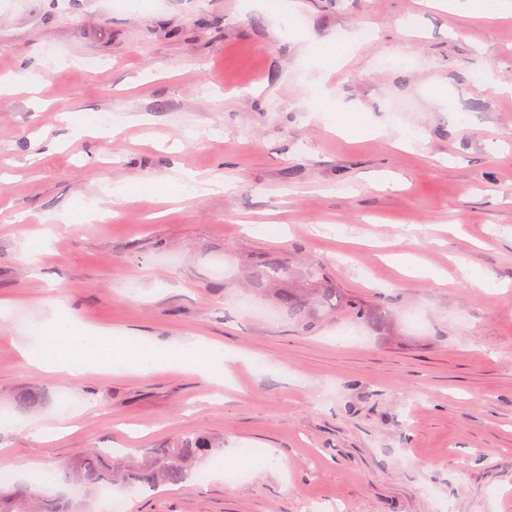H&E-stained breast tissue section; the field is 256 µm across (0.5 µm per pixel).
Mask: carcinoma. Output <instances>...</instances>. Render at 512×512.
I'll return each instance as SVG.
<instances>
[{
  "mask_svg": "<svg viewBox=\"0 0 512 512\" xmlns=\"http://www.w3.org/2000/svg\"><path fill=\"white\" fill-rule=\"evenodd\" d=\"M293 270L276 253L254 262L249 276V288L259 295L276 287L275 301L301 329L311 330L319 321L333 314L348 311L366 324H380L385 312L380 307L364 304L345 294L318 266L307 268V287L292 288ZM224 456V442L202 433L179 432L160 449L143 453L137 460L127 454L121 466L107 464L110 454L103 450L90 451L74 467L58 479V489L49 494L41 486L28 482L0 481V512H83L81 502L74 497V487L98 493L103 488L116 487L128 494L168 485H179L193 476L195 468L210 459Z\"/></svg>",
  "mask_w": 512,
  "mask_h": 512,
  "instance_id": "carcinoma-1",
  "label": "carcinoma"
}]
</instances>
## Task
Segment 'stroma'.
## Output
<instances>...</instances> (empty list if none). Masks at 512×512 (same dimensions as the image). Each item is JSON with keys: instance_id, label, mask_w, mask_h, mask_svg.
Wrapping results in <instances>:
<instances>
[{"instance_id": "stroma-1", "label": "stroma", "mask_w": 512, "mask_h": 512, "mask_svg": "<svg viewBox=\"0 0 512 512\" xmlns=\"http://www.w3.org/2000/svg\"><path fill=\"white\" fill-rule=\"evenodd\" d=\"M274 3L0 0V77L40 80L0 92V470L22 480L189 431L223 441L224 468L124 495L125 512H512V24L429 0ZM340 29L356 51L323 72L314 48ZM325 94L365 132H332ZM74 113L112 125L89 137ZM187 172L224 188L137 195ZM93 205L100 219L70 223ZM271 252L384 305L386 324L339 313L301 332L247 286ZM395 253L439 279L405 278ZM62 307L236 358L220 381L45 373L19 347ZM245 448L277 457L246 463Z\"/></svg>"}]
</instances>
